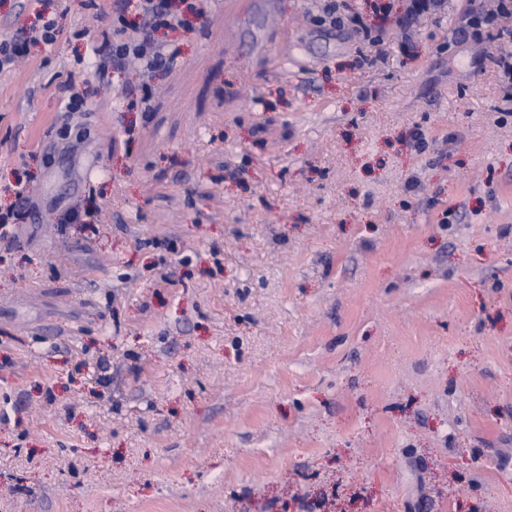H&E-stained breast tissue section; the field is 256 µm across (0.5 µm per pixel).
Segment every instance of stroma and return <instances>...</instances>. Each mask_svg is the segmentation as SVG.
<instances>
[{"instance_id": "obj_1", "label": "stroma", "mask_w": 512, "mask_h": 512, "mask_svg": "<svg viewBox=\"0 0 512 512\" xmlns=\"http://www.w3.org/2000/svg\"><path fill=\"white\" fill-rule=\"evenodd\" d=\"M96 2L0 74V512H512V83L467 0L406 42L348 0L377 47L185 0L108 92Z\"/></svg>"}]
</instances>
